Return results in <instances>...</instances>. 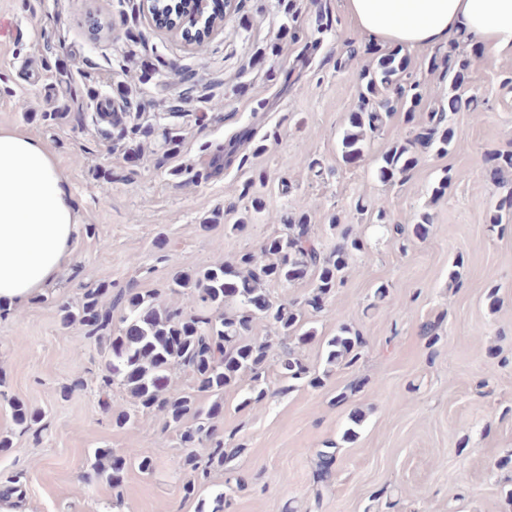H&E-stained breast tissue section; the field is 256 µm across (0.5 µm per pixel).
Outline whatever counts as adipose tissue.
Listing matches in <instances>:
<instances>
[{"label": "adipose tissue", "instance_id": "1", "mask_svg": "<svg viewBox=\"0 0 512 512\" xmlns=\"http://www.w3.org/2000/svg\"><path fill=\"white\" fill-rule=\"evenodd\" d=\"M372 42L408 50L465 37L512 52V0H346ZM82 214L68 177L41 143L0 126V306L36 299L70 263Z\"/></svg>", "mask_w": 512, "mask_h": 512}]
</instances>
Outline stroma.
Returning <instances> with one entry per match:
<instances>
[{"instance_id":"stroma-1","label":"stroma","mask_w":512,"mask_h":512,"mask_svg":"<svg viewBox=\"0 0 512 512\" xmlns=\"http://www.w3.org/2000/svg\"><path fill=\"white\" fill-rule=\"evenodd\" d=\"M292 3L288 13L283 0H235L195 46L155 26L139 0H0V126L39 139L84 215L71 263L23 310L0 315V433L13 438L0 452V489L21 512H211L220 492L225 512H512V231L487 227L512 170L500 184L484 164L512 150V54L468 40L401 51L422 95L417 118L441 111L452 50L473 58L461 93L483 110L451 115L447 153L428 152L407 179L387 182L380 159L413 130L403 111L367 134L359 156L342 148L365 106L368 36L345 0ZM291 22L299 40L279 35ZM121 95L132 106L124 126L149 127V137L117 139L99 120V104ZM450 172L458 181L435 196ZM249 183L263 212L241 196ZM361 198L382 200L402 224L430 213L429 235L395 241L357 211ZM302 212L323 248L344 228L364 243L325 310L306 314L314 337L298 354L330 376L283 394L270 371L274 397L246 407L242 390L227 391L217 431L240 445L231 466L248 487L226 490L216 469L183 499L191 474L178 433L156 413L113 428L130 397L118 385L101 394L107 355L79 326H61L59 306L101 283L169 300L174 272L259 252ZM428 320L439 325L431 347L419 334ZM344 324L364 336L361 358L326 366L325 343ZM11 397L43 413L40 436L17 431ZM331 443L333 475L321 484L315 453ZM97 448L139 449L156 468L128 467L112 486L91 469Z\"/></svg>"}]
</instances>
